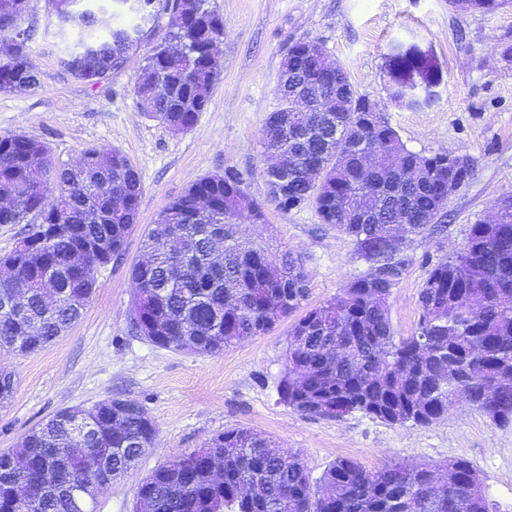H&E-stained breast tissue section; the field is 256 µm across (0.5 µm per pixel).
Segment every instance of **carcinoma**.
Instances as JSON below:
<instances>
[{
	"label": "carcinoma",
	"instance_id": "cac0c4a2",
	"mask_svg": "<svg viewBox=\"0 0 512 512\" xmlns=\"http://www.w3.org/2000/svg\"><path fill=\"white\" fill-rule=\"evenodd\" d=\"M29 0H0V91L26 92L37 84L28 60L32 34L18 27ZM64 27L80 37L62 64L74 77L92 82L124 68L138 47L143 26L169 16V38L180 51L158 47L134 84L141 111L188 131L208 105L220 73L215 53L224 18L209 0H113L136 22L103 27L104 4L49 0ZM281 108L265 125L269 152L285 157L266 170L272 199L288 211L312 204L322 223L336 227L368 265L342 292L310 308L288 329L286 368L277 385L289 409L314 416L316 409L362 413L388 424L431 425L448 415L456 393L496 424L512 423V204L497 208L490 222L470 227L466 247L439 260L419 294L414 332L396 335L386 300L412 257L386 250L392 232L417 238L434 228L431 218L448 205L450 169L438 151L408 149L386 116V105L366 111L368 97L354 89L340 65L307 53L304 43L283 60ZM328 96L327 110L311 103ZM383 147V163L365 169L358 148ZM135 167L119 150L90 149L71 169L53 162L49 147L24 134L0 135V224L35 219L21 242L40 243L44 266L32 270L0 257L16 274L0 280V301L19 299L23 315L0 311V348L41 349L63 336L81 316L99 268L122 254L127 225L137 218L142 195ZM54 198L48 200V184ZM264 215L243 188L240 175L194 181L162 214L142 242L146 266H133L139 280L131 329L156 347L216 355L245 336H260L301 308L307 275L290 251L276 256L257 242L245 245L239 219ZM179 248H168L170 236ZM92 243L110 249L73 268L75 254ZM50 274L68 301L51 305L41 279ZM15 382L0 373V406L13 398ZM92 424L85 447L104 459L94 476L84 472L72 445L68 409L57 411L0 450V512H27L13 497L25 484L33 512H78L73 490L89 497L95 512L97 486L124 476L142 455L139 442L153 445L156 424L126 417L112 427L97 405L83 409ZM224 461V478L209 475L210 461ZM447 467L455 485L436 493L437 466L393 464L370 472L341 458L318 479L299 455L247 428H229L204 447L158 466L138 486L149 494L152 512H486L479 470L457 459Z\"/></svg>",
	"mask_w": 512,
	"mask_h": 512
}]
</instances>
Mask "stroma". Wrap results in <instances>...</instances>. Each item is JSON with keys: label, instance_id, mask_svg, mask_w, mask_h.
Instances as JSON below:
<instances>
[{"label": "stroma", "instance_id": "1", "mask_svg": "<svg viewBox=\"0 0 512 512\" xmlns=\"http://www.w3.org/2000/svg\"><path fill=\"white\" fill-rule=\"evenodd\" d=\"M224 18L220 73L194 126L171 132L140 111L133 93L152 50L165 43L158 18L125 67L93 84L67 72L68 36L48 0H30L18 25L35 32L29 59L36 88L0 93V135L45 142L58 164L89 149H117L143 185L136 232L120 261L101 269L80 319L55 343L30 352H0L16 393L0 408V449L66 407L109 398L138 401L158 427L137 467L98 494L96 512H131L136 488L153 469L202 448L227 428L244 427L299 454L312 477L339 458L375 471L394 463L476 465L488 512H512V424H494L467 402L438 423L388 424L361 413L341 418L303 415L280 402L288 322L247 337L218 355L158 348L130 328L135 284L130 269L142 256L141 233L202 177L236 170L247 193L263 203L266 221L249 228L271 253L300 255L308 275L307 307L338 295L364 272L348 237L323 224L306 205L284 211L270 202L264 129L280 105L281 64L297 42L319 44L349 73L355 90L387 101L393 47L415 48L436 60L442 83L431 103L389 104L387 117L415 152L452 150L473 176L450 200L444 232L425 233L387 301L397 335L419 319L418 296L433 264L465 244L469 229L512 193V2L493 12L449 7L448 0H211Z\"/></svg>", "mask_w": 512, "mask_h": 512}]
</instances>
